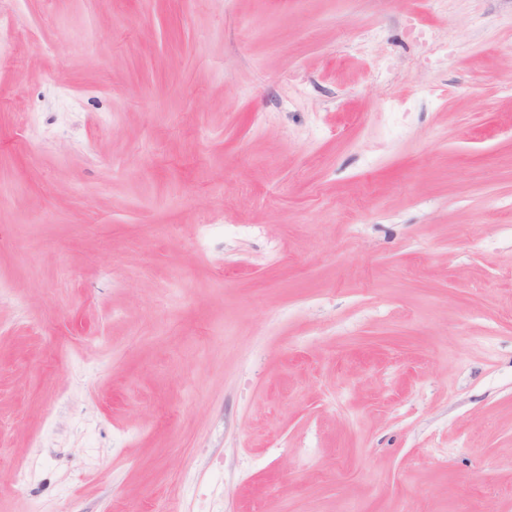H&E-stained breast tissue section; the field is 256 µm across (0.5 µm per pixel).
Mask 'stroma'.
<instances>
[{"label": "stroma", "instance_id": "35a3bbf8", "mask_svg": "<svg viewBox=\"0 0 512 512\" xmlns=\"http://www.w3.org/2000/svg\"><path fill=\"white\" fill-rule=\"evenodd\" d=\"M412 3L0 0V512H512V0ZM413 38L418 44L429 47L430 53L425 57L426 61L434 62L439 57L448 54V43L434 42L429 29L419 21L413 25Z\"/></svg>", "mask_w": 512, "mask_h": 512}]
</instances>
